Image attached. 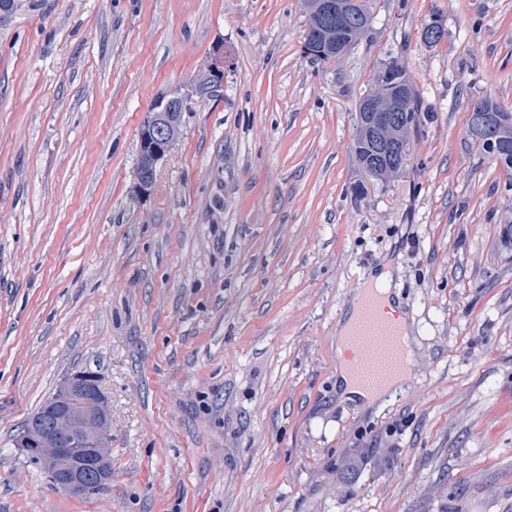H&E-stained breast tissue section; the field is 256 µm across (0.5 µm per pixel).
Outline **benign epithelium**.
<instances>
[{
    "mask_svg": "<svg viewBox=\"0 0 512 512\" xmlns=\"http://www.w3.org/2000/svg\"><path fill=\"white\" fill-rule=\"evenodd\" d=\"M368 0H314L313 8L326 32L325 53L340 57L343 44L351 35L352 25L367 12ZM411 92L406 81L394 95L368 97L358 105L357 124L363 134L376 145L372 161L360 160L370 175H391L404 162L396 154L394 143L399 134L395 113L404 108ZM224 98V46L213 50L211 62L188 85L158 96L140 129L139 164L136 172L138 188L148 191L154 182L156 164L170 149L188 102H218ZM469 133L496 140L499 120H490L481 107L469 113ZM104 397L98 376L89 372L71 375L65 384L64 397L55 402L53 417L32 422V436L18 444L26 448L36 442L43 451L45 464L55 476L58 488L70 495L81 496L112 482V459L107 445L110 440L108 415L103 410Z\"/></svg>",
    "mask_w": 512,
    "mask_h": 512,
    "instance_id": "obj_1",
    "label": "benign epithelium"
}]
</instances>
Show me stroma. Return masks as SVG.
I'll use <instances>...</instances> for the list:
<instances>
[{"label":"stroma","instance_id":"1","mask_svg":"<svg viewBox=\"0 0 512 512\" xmlns=\"http://www.w3.org/2000/svg\"><path fill=\"white\" fill-rule=\"evenodd\" d=\"M371 11L330 62L300 0L0 14V512H512V188L468 132L470 100L512 110V0ZM219 45L223 100L189 103L139 193L148 108ZM394 60L430 117L377 179L356 113ZM386 263L412 364L350 400L337 331ZM83 370L112 485L73 496L15 438Z\"/></svg>","mask_w":512,"mask_h":512}]
</instances>
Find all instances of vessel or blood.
Here are the masks:
<instances>
[{
    "label": "vessel or blood",
    "mask_w": 512,
    "mask_h": 512,
    "mask_svg": "<svg viewBox=\"0 0 512 512\" xmlns=\"http://www.w3.org/2000/svg\"><path fill=\"white\" fill-rule=\"evenodd\" d=\"M382 299L381 289H367L348 337L350 367L360 385L369 390L388 388L391 376L412 360L394 320L380 313Z\"/></svg>",
    "instance_id": "vessel-or-blood-1"
}]
</instances>
